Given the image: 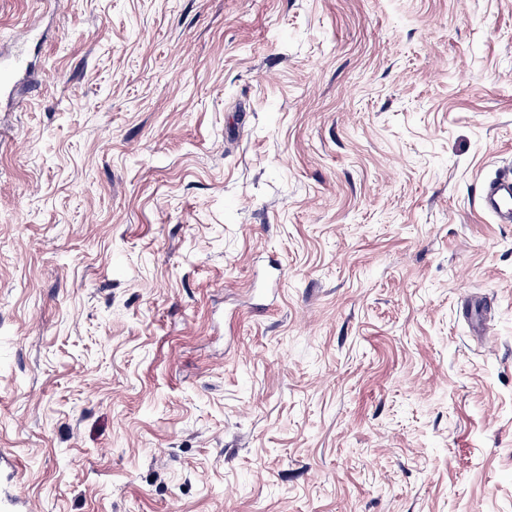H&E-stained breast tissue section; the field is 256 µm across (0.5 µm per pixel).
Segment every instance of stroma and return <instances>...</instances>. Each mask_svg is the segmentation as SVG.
I'll use <instances>...</instances> for the list:
<instances>
[{"label":"stroma","mask_w":512,"mask_h":512,"mask_svg":"<svg viewBox=\"0 0 512 512\" xmlns=\"http://www.w3.org/2000/svg\"><path fill=\"white\" fill-rule=\"evenodd\" d=\"M0 492L512 512V0H0ZM480 203L496 223L512 224V170L483 185Z\"/></svg>","instance_id":"stroma-1"}]
</instances>
